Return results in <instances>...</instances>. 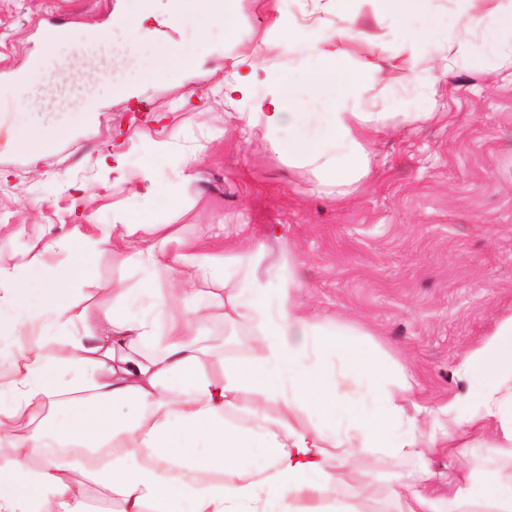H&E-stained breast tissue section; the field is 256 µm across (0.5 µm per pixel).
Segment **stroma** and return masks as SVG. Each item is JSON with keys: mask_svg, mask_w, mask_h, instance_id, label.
I'll list each match as a JSON object with an SVG mask.
<instances>
[{"mask_svg": "<svg viewBox=\"0 0 512 512\" xmlns=\"http://www.w3.org/2000/svg\"><path fill=\"white\" fill-rule=\"evenodd\" d=\"M132 0H0V89L14 100L0 106V258L26 251L45 232L66 235L75 224L79 198L93 196L87 224H110L151 200L145 183L119 185L98 160L123 156L126 171L142 165L128 139L174 138L185 171H169L184 205L161 212L158 223L183 238L221 237L226 257L241 232L264 239L255 275L276 284L284 259H292L302 281L304 306L360 327L394 372L413 378L419 397L434 405L457 399L470 406V384L456 373L461 356L479 347L498 323L512 315V75L498 71L482 35L473 36L450 81L434 95L421 93L406 70L391 66L386 25L373 0H361L360 22L371 41L351 46L356 63H368L390 79L395 112L434 111L416 130H394L374 147L373 175L335 202L316 174L289 164L268 143L245 142L224 133V101L211 91L237 54L263 47L271 33L265 0H241L238 43L225 46L215 28L200 39L191 22L169 24L171 0H151L156 36L143 54L170 43L199 59L190 76L170 73L140 82L134 96L112 95L107 82L86 72L97 111L69 122L64 112H21L15 100L22 76L40 60L41 23L58 17L74 31L111 34L109 11H125ZM483 61L481 69L471 59ZM46 129L70 123V133L39 162L12 150L19 121ZM136 294L165 288L131 254L99 248L77 295L88 308L84 328L105 335L103 318L112 307L110 290ZM216 349L209 360L221 373L225 359L251 356L254 332L226 323L212 309L202 325ZM365 461L342 473L344 490L359 512H395L385 481L363 487Z\"/></svg>", "mask_w": 512, "mask_h": 512, "instance_id": "stroma-1", "label": "stroma"}]
</instances>
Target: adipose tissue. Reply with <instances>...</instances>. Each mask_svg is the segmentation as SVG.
I'll list each match as a JSON object with an SVG mask.
<instances>
[{
    "mask_svg": "<svg viewBox=\"0 0 512 512\" xmlns=\"http://www.w3.org/2000/svg\"><path fill=\"white\" fill-rule=\"evenodd\" d=\"M359 0H306L310 26L269 0L273 38L265 48L240 56L224 74L225 103L245 137H262L289 161L314 167L321 187L343 199L372 172L376 138L390 118L385 94L369 95L385 77L372 65L355 64L350 44L371 40L356 24ZM392 27V59L413 81L433 87L450 74L473 31L512 69V0L493 11L478 0H448L441 20L436 0H376ZM239 0H174L171 22L193 20L200 37L224 30L237 36ZM149 14L143 7L113 19L123 36L120 62L110 82L116 94L134 89L125 75L143 80L190 71L195 60L174 46L143 60L139 49ZM287 55V68L277 59ZM262 96H254L255 86ZM67 129L18 123L13 148L31 159L49 153ZM144 163L140 180L150 182L158 204L178 210L182 198L163 176L179 164L172 141L136 143ZM159 224L141 213L123 212L111 224H78L71 235L46 239V256L82 248L81 264L92 263L99 244L128 250L167 290L146 289L157 317L137 313L128 291H112L118 308L105 315L107 340L81 334L87 310L68 285L79 266L20 260L0 265V339L15 344L24 329L64 333L70 348L58 362L41 350L17 346L10 360L14 381L0 386V512H84L82 492L70 478L83 463V450L108 447L112 459L95 470L122 512H353L336 481L354 460L368 463L365 481L394 475L390 494L397 512H512V316L486 343L465 354L460 378L476 393L466 413L456 402L436 410L419 402L407 380H390L382 356L361 340L360 330L304 314L295 293L300 282L284 261L277 287L257 280L252 269L264 244L240 247L231 274L234 288L212 305L195 301L198 280L216 264L206 245L172 243ZM227 322L258 333L251 360L228 359L215 376L205 368L206 348L193 330L210 307ZM159 343L164 355H140L141 346ZM53 409L75 404L65 422L38 424L20 437L12 423L27 419L33 402ZM128 404L126 413L115 404ZM277 412L268 415L267 404ZM475 437L491 448L497 463L461 477L449 473L451 497L428 490L432 455H456L460 442ZM336 449L328 459L326 449ZM41 460L37 469L29 457Z\"/></svg>",
    "mask_w": 512,
    "mask_h": 512,
    "instance_id": "obj_1",
    "label": "adipose tissue"
}]
</instances>
